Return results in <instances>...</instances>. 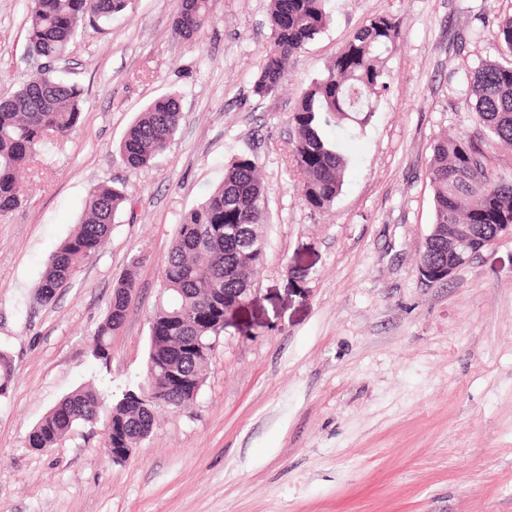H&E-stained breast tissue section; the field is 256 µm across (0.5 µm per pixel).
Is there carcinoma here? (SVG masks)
Masks as SVG:
<instances>
[{"label": "carcinoma", "mask_w": 512, "mask_h": 512, "mask_svg": "<svg viewBox=\"0 0 512 512\" xmlns=\"http://www.w3.org/2000/svg\"><path fill=\"white\" fill-rule=\"evenodd\" d=\"M278 2L270 0L272 39L254 80L253 94L263 99L278 91L293 56L324 32L327 0H295L296 15L288 31L278 30ZM126 0H31L27 17L29 49L49 62L63 57L85 22L105 25L124 10ZM213 23L210 0H181L172 24L173 35L194 44ZM402 22L386 15L362 25L303 91L289 122L296 137L290 162L301 179L302 200L310 210L326 213L340 195L346 159L324 128L333 126L351 135L371 122L377 104L389 88L383 54L401 38ZM497 38L508 57L483 63L467 84L465 103L475 113L490 141L512 146V17L498 24ZM84 97L80 85L65 81L45 68L8 98L0 100V215L24 200L22 171L44 154L52 141L70 135L78 126ZM181 121L173 95L154 99L130 126L118 145L120 159L130 171L151 166L173 140ZM486 159L482 143L465 137H442L433 147L426 175L433 192L434 219L420 263L438 266L447 261L448 225L472 224L479 237H492L496 225L512 224V178L478 164ZM128 201L108 183L92 190L89 206L75 230L47 257L36 296L51 302L68 287L82 264L106 246L116 215ZM267 190L253 158L241 154L228 164L223 182L199 206L184 213L177 235L162 260L161 288L151 321L170 326L169 339L149 344L154 362L152 381L127 388L119 395L112 387L100 392L77 388L60 399L27 436L29 447H53L75 426L102 417L107 440L121 428L129 447L150 435L161 413L191 407L198 394L169 387L170 349L184 336H198L203 350L179 365L187 382L202 388L214 343L224 333V301H239L262 264L265 245L261 228L267 222ZM136 288L134 275L112 291L106 317L91 339V353L108 366L112 336L119 332ZM13 363L0 352V396L8 393Z\"/></svg>", "instance_id": "1"}]
</instances>
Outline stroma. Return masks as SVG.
Segmentation results:
<instances>
[{"instance_id":"35a3bbf8","label":"stroma","mask_w":512,"mask_h":512,"mask_svg":"<svg viewBox=\"0 0 512 512\" xmlns=\"http://www.w3.org/2000/svg\"><path fill=\"white\" fill-rule=\"evenodd\" d=\"M30 0H0V99L44 62L28 51ZM180 0H128L86 25L56 62L84 90L77 130L25 176L27 200L0 216V512H512V238L448 280H421L433 221L426 169L440 136L481 138L466 77L502 59L512 0H328L330 23L291 60L276 94L252 84L272 38L269 0H211L196 45L174 38ZM400 18L389 88L371 123L341 139L332 211L301 200L288 117L366 20ZM182 120L149 168L116 152L157 97ZM254 157L268 191L265 261L248 302L226 314L206 381L113 462L102 423L53 448L25 439L64 395L142 380L160 262L182 215ZM127 207L106 247L49 304L35 293L49 253L75 229L94 185ZM135 274L109 368L88 354L115 284Z\"/></svg>"}]
</instances>
